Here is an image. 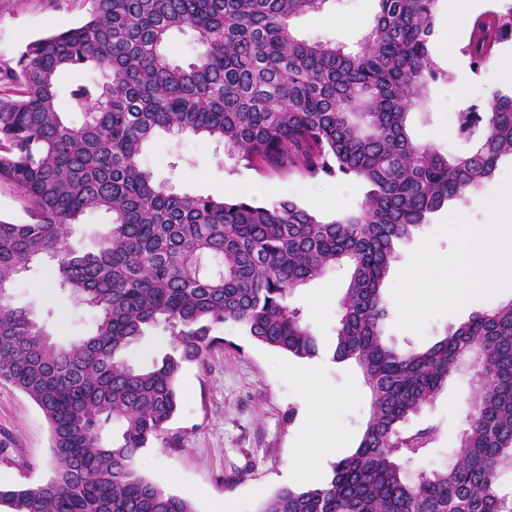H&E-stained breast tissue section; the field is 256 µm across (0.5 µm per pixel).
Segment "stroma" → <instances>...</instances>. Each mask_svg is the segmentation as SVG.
Instances as JSON below:
<instances>
[{
  "instance_id": "35a3bbf8",
  "label": "stroma",
  "mask_w": 512,
  "mask_h": 512,
  "mask_svg": "<svg viewBox=\"0 0 512 512\" xmlns=\"http://www.w3.org/2000/svg\"><path fill=\"white\" fill-rule=\"evenodd\" d=\"M88 9L86 0H0V62H15L34 39L80 25ZM377 10V0H327L321 11L295 16L291 27L301 39L329 37L351 46L372 27ZM447 18L448 2L438 0L430 54L451 82H475L472 102L485 106L498 87L495 72L512 60V42L476 68L461 52L468 36L463 30L455 39L452 57H445L440 46ZM408 126L416 142L435 144L452 156L469 154L476 146L475 139L460 134L457 113L442 111L435 97L427 108L409 113ZM142 163L156 181L179 194L220 196L225 185L249 184L255 188L258 205L289 199L326 218L338 209L330 197L336 179L246 170L235 166L223 146L199 136L156 131L144 145ZM492 189L488 183L467 192L463 201L435 213L410 239L400 242L388 281H395L410 252L446 213L456 212L474 224H484ZM346 279V269L334 268L295 290L290 298L302 310L305 323L327 343L335 336L338 301ZM505 299L497 291L469 302L458 313L431 319L421 337L395 329L397 311L392 308L383 325L384 336L402 349L426 348L473 313L493 309ZM11 302L32 308L57 345L69 346L94 331L95 312L54 287L50 265L20 276L13 284ZM215 334L223 342L209 350L205 363L183 366L177 413L164 438L141 452L136 468L164 491L189 500L195 512H224L228 502L234 512H260L281 487L322 483L330 476L336 457L356 448L368 416L369 393L359 370L353 364L332 361L330 353L295 358L255 342L230 322L217 327ZM311 386L336 397L325 412L332 427L326 440L336 453L322 457L313 467L303 453ZM472 393L470 374L453 376L434 403L412 417L413 426L436 429L432 449L418 460V467L447 464ZM52 475L51 435L45 417L27 395L0 382V486L36 487Z\"/></svg>"
}]
</instances>
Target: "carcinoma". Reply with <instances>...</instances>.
I'll return each instance as SVG.
<instances>
[{
    "instance_id": "obj_1",
    "label": "carcinoma",
    "mask_w": 512,
    "mask_h": 512,
    "mask_svg": "<svg viewBox=\"0 0 512 512\" xmlns=\"http://www.w3.org/2000/svg\"><path fill=\"white\" fill-rule=\"evenodd\" d=\"M88 20L27 45L0 65V189L17 192L28 223L0 220V381L28 395L51 432L52 478L0 488L4 512H195L140 475L135 460L163 438L178 409L186 362H204L231 321L296 358L321 344L294 290L345 266L337 363L355 364L370 408L355 450L311 488L282 487L261 512H512V299L474 313L424 349L387 343L383 284L395 243L512 156V91L459 113L476 150L450 157L415 143L406 120L448 81L429 44L438 0H378L355 49L307 41L293 16L327 0H87ZM197 33L194 61L168 54L175 31ZM512 41V10L478 15L462 52L478 67ZM101 78L58 86L71 71ZM157 130L224 144L259 173L341 177L365 187L358 208L324 218L292 200L175 194L140 165ZM88 210L111 218L93 251L70 246ZM53 262L58 286L97 311L93 334L50 341L30 310L11 304L22 273ZM163 327L172 352L137 370L122 352ZM466 370L470 410L443 469L412 471L435 427H408L448 377ZM119 432L107 437V424ZM97 76L100 78V75L98 72H95L91 69H81V70H74L68 72L64 78L62 79L60 85H59V105L61 108V112H64L63 116L73 124L79 125L82 122V115L78 112H69L66 102H67V92L70 87V85L82 82L87 79H89L91 76Z\"/></svg>"
}]
</instances>
